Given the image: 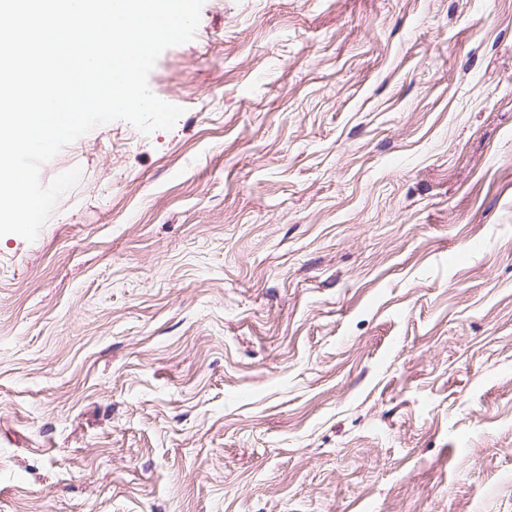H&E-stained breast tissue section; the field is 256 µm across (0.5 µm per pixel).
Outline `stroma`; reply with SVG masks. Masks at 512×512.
Wrapping results in <instances>:
<instances>
[{"label": "stroma", "mask_w": 512, "mask_h": 512, "mask_svg": "<svg viewBox=\"0 0 512 512\" xmlns=\"http://www.w3.org/2000/svg\"><path fill=\"white\" fill-rule=\"evenodd\" d=\"M0 237V512H512V0H205Z\"/></svg>", "instance_id": "1"}]
</instances>
